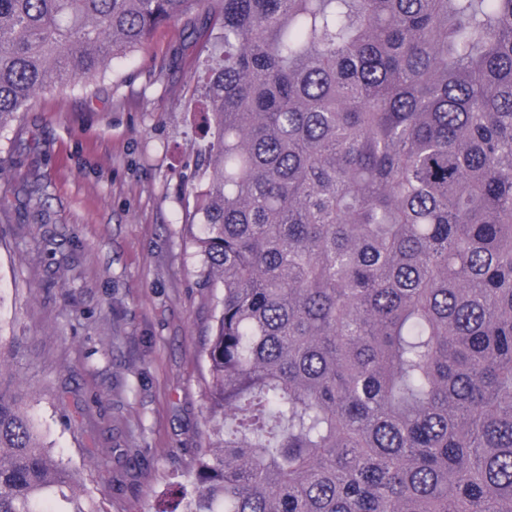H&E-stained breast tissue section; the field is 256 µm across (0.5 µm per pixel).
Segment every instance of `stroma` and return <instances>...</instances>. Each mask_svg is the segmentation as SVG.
I'll list each match as a JSON object with an SVG mask.
<instances>
[{"instance_id":"obj_1","label":"stroma","mask_w":512,"mask_h":512,"mask_svg":"<svg viewBox=\"0 0 512 512\" xmlns=\"http://www.w3.org/2000/svg\"><path fill=\"white\" fill-rule=\"evenodd\" d=\"M196 18L0 135V338L100 512H156L206 430L199 350L219 286L194 243Z\"/></svg>"}]
</instances>
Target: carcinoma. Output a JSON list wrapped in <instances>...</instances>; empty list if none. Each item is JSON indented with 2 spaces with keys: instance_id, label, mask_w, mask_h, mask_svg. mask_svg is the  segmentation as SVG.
Returning <instances> with one entry per match:
<instances>
[{
  "instance_id": "cac0c4a2",
  "label": "carcinoma",
  "mask_w": 512,
  "mask_h": 512,
  "mask_svg": "<svg viewBox=\"0 0 512 512\" xmlns=\"http://www.w3.org/2000/svg\"><path fill=\"white\" fill-rule=\"evenodd\" d=\"M196 15L210 429L157 512H512V0H0V132ZM0 337V512H99Z\"/></svg>"
}]
</instances>
